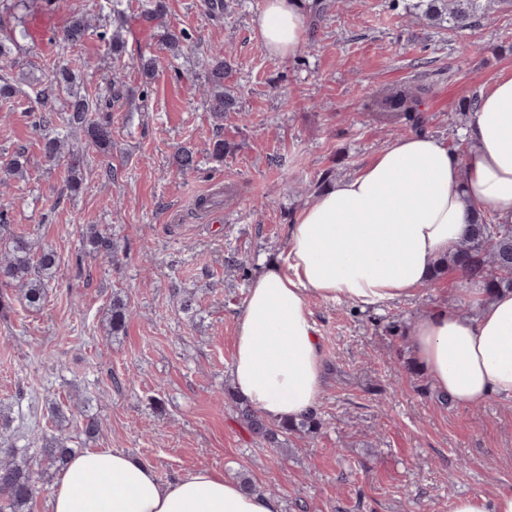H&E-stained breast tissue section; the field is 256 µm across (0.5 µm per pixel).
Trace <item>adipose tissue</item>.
<instances>
[{
	"instance_id": "adipose-tissue-1",
	"label": "adipose tissue",
	"mask_w": 512,
	"mask_h": 512,
	"mask_svg": "<svg viewBox=\"0 0 512 512\" xmlns=\"http://www.w3.org/2000/svg\"><path fill=\"white\" fill-rule=\"evenodd\" d=\"M300 0H263L253 20L261 49L290 58L305 42ZM458 156L426 134L394 139L351 177L326 189L288 227L285 251L251 281L238 316L231 378L270 422L314 412L323 390L312 298L385 305L411 295L451 255L474 207L512 223V76L480 94ZM456 281L477 314L434 310L412 326L415 357L448 400L512 399V291L487 295ZM50 512H280L272 496L200 468L161 482L127 453L95 449L57 475Z\"/></svg>"
}]
</instances>
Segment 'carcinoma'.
<instances>
[{"mask_svg":"<svg viewBox=\"0 0 512 512\" xmlns=\"http://www.w3.org/2000/svg\"><path fill=\"white\" fill-rule=\"evenodd\" d=\"M111 5L112 21L116 25L112 34L100 33L106 40L107 51L112 55L113 69L105 92L92 96L75 88L74 74L66 65L52 69L47 82L48 89L39 96L51 95L61 101L58 108L50 107L41 116L45 125H53L59 132L45 139L43 150L45 157L54 160L61 155L68 156V177L62 191L75 194L81 188L78 172L84 163V152L68 148L69 129L81 128L86 140L96 150L107 153L112 149V125L106 117L94 116V113L107 112L116 103L135 98L133 89L123 80L122 61L126 52L121 18L125 13V0H107ZM415 14L424 17L430 24L446 27L462 33L472 29L480 21L489 17L487 0H415L412 4ZM94 32L92 24L83 16L72 17L61 32V42L66 46L82 44ZM28 37L24 29L12 30L0 38V59L6 58L18 41ZM188 36L174 31L160 35L161 48L170 56L177 57L184 48ZM158 56L142 53L137 59V67L145 80H150L158 67ZM231 70L224 59V50L211 51L205 64V92L207 110L217 119L224 113L237 108V97L226 79ZM423 88L382 90L365 107L374 112H384L389 118H403L412 129L422 131L424 119L420 113ZM21 93L19 82L7 75H0V100L9 101ZM199 160L194 151L180 147L176 152V164L179 172L187 174L197 170ZM9 175L24 176L27 158L21 149L9 155L3 162ZM89 252L104 258L118 257L119 247L112 235L105 229L93 224L85 233ZM446 262L461 269L464 274L483 284L489 291L512 289V224H498L495 218L475 211L474 219L468 224L465 235L456 251ZM57 254L38 245L25 236L10 235L5 238L4 253L0 256V284L20 288L26 305L32 309L43 306L49 280L59 270ZM128 304L119 296L112 298L109 326L112 335L124 331L129 318ZM241 417L253 440L279 445V438L318 430L320 421L311 413L291 422L273 423L265 420L249 407L241 409ZM49 465L66 463L73 455V449L65 446L64 441L55 440V446L45 449ZM18 450L11 448L8 459L0 461V512H28L31 503L41 491L40 482L44 473L32 469L30 459L17 458Z\"/></svg>","mask_w":512,"mask_h":512,"instance_id":"obj_1","label":"carcinoma"}]
</instances>
